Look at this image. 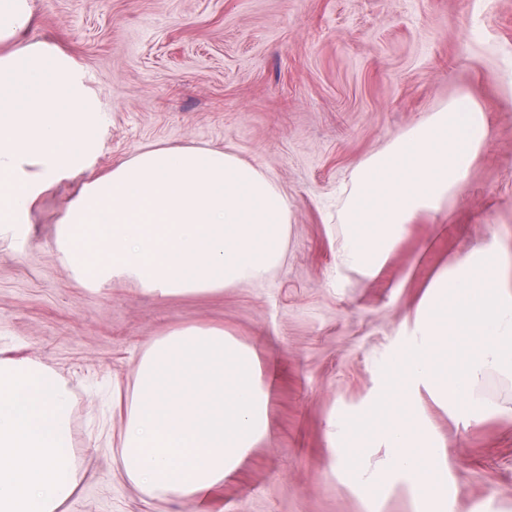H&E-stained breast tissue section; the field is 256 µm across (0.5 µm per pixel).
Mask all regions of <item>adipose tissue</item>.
Wrapping results in <instances>:
<instances>
[{"label":"adipose tissue","mask_w":512,"mask_h":512,"mask_svg":"<svg viewBox=\"0 0 512 512\" xmlns=\"http://www.w3.org/2000/svg\"><path fill=\"white\" fill-rule=\"evenodd\" d=\"M32 0H0V224L27 223L38 198L88 169L102 112L77 61L30 41ZM488 136L479 106L463 97L431 113L362 160L338 211V268L375 275L417 215L461 191ZM287 194L232 151L143 149L91 177L59 221L57 245L74 272L100 286L127 275L161 297L251 284L285 260ZM512 260L496 227L454 257L425 288L410 341L379 373L370 406L329 421L328 467L368 497L408 488L419 512H467L449 488L448 462L416 406L428 391L466 423L512 417ZM506 387L489 394L486 383ZM269 392L259 355L218 327L185 326L155 340L139 360L120 435L122 468L152 498L212 492L269 432ZM387 458L365 476L373 448Z\"/></svg>","instance_id":"adipose-tissue-1"}]
</instances>
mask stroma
<instances>
[{
	"instance_id": "stroma-1",
	"label": "stroma",
	"mask_w": 512,
	"mask_h": 512,
	"mask_svg": "<svg viewBox=\"0 0 512 512\" xmlns=\"http://www.w3.org/2000/svg\"><path fill=\"white\" fill-rule=\"evenodd\" d=\"M28 40L71 51L105 121L95 171L151 146L229 149L291 204L287 256L261 282L158 297L121 277L91 287L56 243L82 176L60 180L16 229L0 226V354L51 372L70 398L82 487L62 512H196L151 499L111 445L136 365L158 338L221 326L260 355L270 430L225 478L209 512H416L326 472V424L371 402L374 371L405 339L435 273L496 225L512 252V0H34ZM470 95L489 127L463 192L421 215L374 279L336 268L328 216L356 165L440 106ZM465 487L469 512H512V418L466 425L416 398Z\"/></svg>"
}]
</instances>
